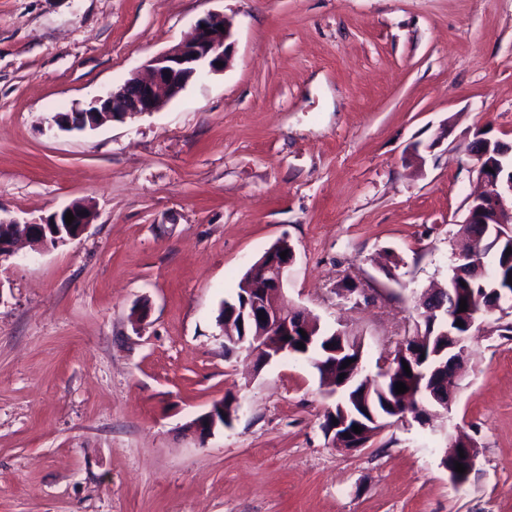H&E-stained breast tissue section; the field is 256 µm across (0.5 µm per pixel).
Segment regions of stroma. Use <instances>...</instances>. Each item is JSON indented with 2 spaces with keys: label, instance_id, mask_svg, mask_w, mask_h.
<instances>
[{
  "label": "stroma",
  "instance_id": "35a3bbf8",
  "mask_svg": "<svg viewBox=\"0 0 512 512\" xmlns=\"http://www.w3.org/2000/svg\"><path fill=\"white\" fill-rule=\"evenodd\" d=\"M210 12L233 22L224 71L155 112L55 125ZM479 131L512 143V0H0V215L95 213L0 261V512H512L495 314L433 426L355 452L325 437L309 360L253 369L218 323L285 237L286 304L361 336L375 374L457 263ZM227 396L229 424L185 432ZM459 430L480 450L462 486L440 465Z\"/></svg>",
  "mask_w": 512,
  "mask_h": 512
}]
</instances>
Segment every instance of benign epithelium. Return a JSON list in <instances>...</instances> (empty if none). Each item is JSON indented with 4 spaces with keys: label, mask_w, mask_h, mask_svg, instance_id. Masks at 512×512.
<instances>
[{
    "label": "benign epithelium",
    "mask_w": 512,
    "mask_h": 512,
    "mask_svg": "<svg viewBox=\"0 0 512 512\" xmlns=\"http://www.w3.org/2000/svg\"><path fill=\"white\" fill-rule=\"evenodd\" d=\"M223 30H218V26ZM232 23L224 14L212 12L197 21L190 35L167 51L148 61V75L133 76L113 89L106 96L94 99L86 108H74L69 112L59 113L54 117L55 123L63 130L83 131L96 128L107 121H121L129 116L157 111L161 104L177 97L193 79L206 72H219L221 67L228 66L231 61ZM223 66H217V63ZM493 140L482 133L475 134L468 143L467 151L477 161L478 174L488 186V191L475 196L471 200L467 222L481 221L485 224H503L512 236V166L504 170L500 163L485 162ZM72 213V225L77 227L76 233L64 234L59 227L66 224L65 216ZM94 213L84 202H74L61 210L55 211L38 221L20 222L15 218L0 217V227L5 232L0 234V260L14 252V245L21 239H29L41 246L57 247L78 238L92 223ZM288 251L286 258L280 253ZM295 260L292 245H284L278 241L249 268V279L244 282L245 303L242 308H234L219 319L224 335H232L235 322L250 323L255 331L254 337L245 345L252 355H263L262 364L288 354H295L294 343L299 340L300 332H306L305 345L317 343L315 335L300 320H291L288 308L276 303L288 283V274ZM499 297L492 303L478 295L474 297L467 318V328L473 329L478 322L479 314L484 310L500 308V303L509 289H497ZM264 316H259V313ZM426 315L434 314L442 317L448 325V335L458 336L454 329L457 322L455 310L430 306L425 308ZM331 420L324 426V433L331 438L332 444L338 449L352 452L363 448L372 439V434H357L348 431L344 435L340 430L347 426V421L332 423L336 412L330 408ZM225 425L224 401L213 403L211 408L187 424V428L200 442H205L215 428ZM464 456H459V451ZM479 448L468 439L465 446L458 450L452 448L441 458V466L448 472L450 481L463 485L475 470ZM466 467L463 474L455 472V462Z\"/></svg>",
    "instance_id": "obj_1"
}]
</instances>
